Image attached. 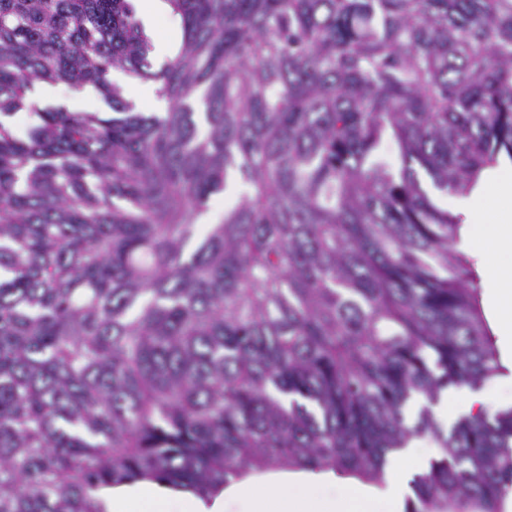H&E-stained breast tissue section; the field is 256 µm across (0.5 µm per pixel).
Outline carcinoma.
<instances>
[{
    "label": "carcinoma",
    "mask_w": 512,
    "mask_h": 512,
    "mask_svg": "<svg viewBox=\"0 0 512 512\" xmlns=\"http://www.w3.org/2000/svg\"><path fill=\"white\" fill-rule=\"evenodd\" d=\"M168 2L182 42L156 69L130 0H0V512H107L138 479L380 484L426 435L407 512H502L512 409L433 415L502 366L414 167L464 194L512 159V0ZM38 81L109 111L40 108ZM32 98L43 105L46 103H53L55 105L65 106L69 111H74L77 103L81 100H86L100 105L102 104V96L99 90L92 84L85 85L80 91H72L69 99L53 102L50 99L49 83L38 82L34 86ZM409 448L412 461L408 464L406 473V484L410 491V494L406 496V501H408L409 499H414V492L411 486V481L414 478V476L425 470L428 466L429 461L432 458L438 457L442 451V448L439 447V445L431 436H423L413 440L408 446V448H405L404 450H407ZM404 450H402L400 453L391 458L387 466V477H393V470L400 465L399 463H397L398 457Z\"/></svg>",
    "instance_id": "obj_1"
}]
</instances>
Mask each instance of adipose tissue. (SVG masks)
<instances>
[{
  "instance_id": "1",
  "label": "adipose tissue",
  "mask_w": 512,
  "mask_h": 512,
  "mask_svg": "<svg viewBox=\"0 0 512 512\" xmlns=\"http://www.w3.org/2000/svg\"><path fill=\"white\" fill-rule=\"evenodd\" d=\"M499 171L496 164L483 169L454 210L462 251H469L475 233L476 202L492 196L505 202L512 200V182L502 180ZM500 222L498 232L488 237L487 252L475 254L474 259L476 271L488 289L486 321L500 338L505 361L512 363V271L493 273L487 267L488 251H512V213L504 212ZM325 486L337 489V496L328 501L315 496V489ZM237 502L246 503L248 512H404L405 491L396 489L380 502L373 499L368 486L332 471L252 473L205 497L144 479L112 488V512H169L173 503L178 512H226Z\"/></svg>"
}]
</instances>
